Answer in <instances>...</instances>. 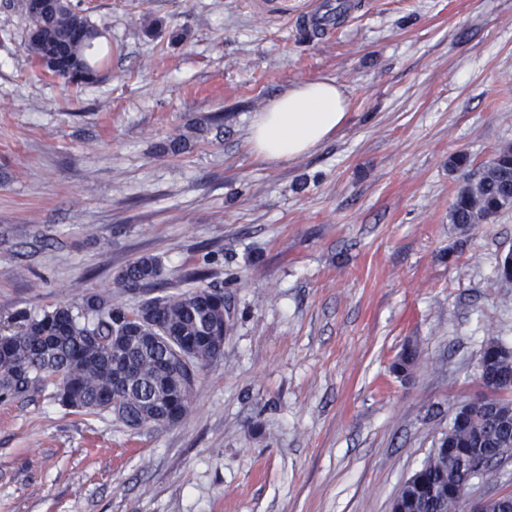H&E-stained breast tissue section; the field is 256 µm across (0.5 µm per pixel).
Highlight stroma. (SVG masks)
<instances>
[{"label":"stroma","instance_id":"35a3bbf8","mask_svg":"<svg viewBox=\"0 0 512 512\" xmlns=\"http://www.w3.org/2000/svg\"><path fill=\"white\" fill-rule=\"evenodd\" d=\"M24 2L0 0V326L154 256L162 285L117 302L203 270L226 331L172 426L0 403V512H390L482 394L486 339L512 346V209L448 222L449 160L512 146V0H357L341 20L336 0H73L111 48L79 86L26 52ZM320 77L345 124L256 159L254 113ZM409 343L417 368L391 373Z\"/></svg>","mask_w":512,"mask_h":512}]
</instances>
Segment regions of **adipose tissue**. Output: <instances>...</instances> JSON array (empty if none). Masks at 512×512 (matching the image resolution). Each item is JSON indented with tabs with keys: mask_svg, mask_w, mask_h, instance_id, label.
I'll return each mask as SVG.
<instances>
[{
	"mask_svg": "<svg viewBox=\"0 0 512 512\" xmlns=\"http://www.w3.org/2000/svg\"><path fill=\"white\" fill-rule=\"evenodd\" d=\"M344 88L318 78L272 97L254 115L248 136L251 153L274 162H292L313 151L343 126L349 111Z\"/></svg>",
	"mask_w": 512,
	"mask_h": 512,
	"instance_id": "obj_1",
	"label": "adipose tissue"
}]
</instances>
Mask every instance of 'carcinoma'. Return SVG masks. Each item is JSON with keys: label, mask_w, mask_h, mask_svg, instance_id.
Masks as SVG:
<instances>
[{"label": "carcinoma", "mask_w": 512, "mask_h": 512, "mask_svg": "<svg viewBox=\"0 0 512 512\" xmlns=\"http://www.w3.org/2000/svg\"><path fill=\"white\" fill-rule=\"evenodd\" d=\"M102 32L70 0H47L31 18L28 53L49 72L74 84L100 79L109 55L96 41ZM512 207V146L502 148L476 177L467 175L448 211V221L467 232ZM163 266L141 257L113 280L123 294L160 283ZM224 343V291L196 287L147 299L130 310L101 294L40 313L20 312L0 328V401H14L53 387L59 405L78 414H109L132 428L170 426L187 413L197 371ZM416 351L407 346L392 364L406 376ZM485 374L512 388V349L487 340L480 359ZM512 415L500 399L461 424L451 420L399 492L402 512H459L456 492L474 456H512Z\"/></svg>", "instance_id": "1"}]
</instances>
